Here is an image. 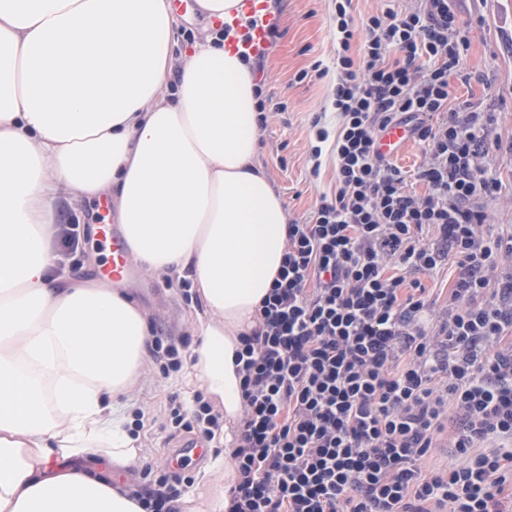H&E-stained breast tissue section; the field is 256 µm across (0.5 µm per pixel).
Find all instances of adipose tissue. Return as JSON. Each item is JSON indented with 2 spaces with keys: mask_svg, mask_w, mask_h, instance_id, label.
Masks as SVG:
<instances>
[{
  "mask_svg": "<svg viewBox=\"0 0 512 512\" xmlns=\"http://www.w3.org/2000/svg\"><path fill=\"white\" fill-rule=\"evenodd\" d=\"M229 30L182 61L169 0H0V512H143L139 450L112 401L147 314L119 286L57 278L50 227L108 197L133 262L190 277L193 369L225 421L235 352L282 266L287 212L255 163L242 41L253 0H198Z\"/></svg>",
  "mask_w": 512,
  "mask_h": 512,
  "instance_id": "ef3b65f1",
  "label": "adipose tissue"
}]
</instances>
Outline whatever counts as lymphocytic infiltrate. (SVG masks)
Segmentation results:
<instances>
[{
  "instance_id": "f902f5d3",
  "label": "lymphocytic infiltrate",
  "mask_w": 512,
  "mask_h": 512,
  "mask_svg": "<svg viewBox=\"0 0 512 512\" xmlns=\"http://www.w3.org/2000/svg\"><path fill=\"white\" fill-rule=\"evenodd\" d=\"M336 181L290 221L281 270L241 335L242 412L227 512H512V237L486 230L500 184L483 164L491 117L456 101L471 30L448 0L369 15L336 0ZM393 125L424 146L415 178L377 148ZM454 264L444 300L422 276ZM170 403L171 428L213 441L203 396ZM461 464L430 465L435 449ZM161 475L145 512H180Z\"/></svg>"
}]
</instances>
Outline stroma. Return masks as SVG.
I'll use <instances>...</instances> for the list:
<instances>
[{"label":"stroma","instance_id":"stroma-1","mask_svg":"<svg viewBox=\"0 0 512 512\" xmlns=\"http://www.w3.org/2000/svg\"><path fill=\"white\" fill-rule=\"evenodd\" d=\"M196 0H173L179 20L175 57L192 50L206 36L216 33L215 20L203 15ZM460 20L472 29L471 44L462 68L469 82L456 83L458 103L475 112L494 115L485 135L489 141L512 142V0H453ZM267 18L277 19L279 33L267 44L262 71L255 84L265 103L266 120L259 128L257 163L269 174L287 206L288 219L302 220L314 209L320 196L332 193L335 162L330 146L322 148L319 176L310 173L311 148L316 144L313 120L335 130L338 119L332 98L336 85V35L334 0H264ZM487 167L501 182L497 196L487 206L488 221L496 233L512 234V154L490 153ZM97 201L67 210L62 221L78 227L76 250L59 256L57 274L75 278H99L108 260L107 248L98 239ZM131 300L147 311L152 332L172 340H186L183 367L162 375L153 358H146L137 384L122 396L126 417L136 409L146 416L139 431V461L124 477L134 490L154 484L172 470L171 462L183 432L162 428L161 420L170 400L191 410L201 387L191 361L195 345L193 321L198 302L186 300L176 279L149 276L130 265L123 282Z\"/></svg>","mask_w":512,"mask_h":512}]
</instances>
